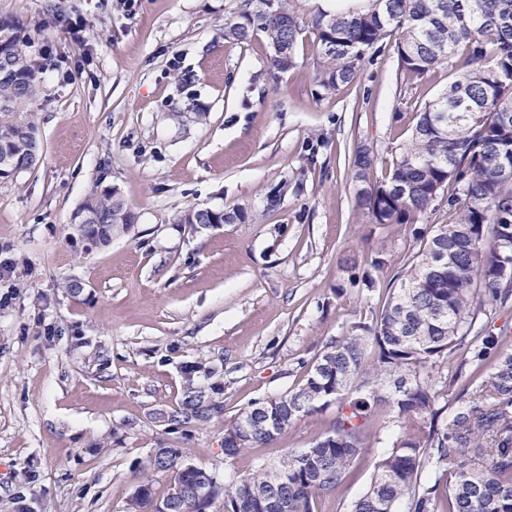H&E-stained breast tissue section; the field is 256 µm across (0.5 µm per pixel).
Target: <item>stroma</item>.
Masks as SVG:
<instances>
[{"label": "stroma", "mask_w": 512, "mask_h": 512, "mask_svg": "<svg viewBox=\"0 0 512 512\" xmlns=\"http://www.w3.org/2000/svg\"><path fill=\"white\" fill-rule=\"evenodd\" d=\"M237 0H0L19 21L39 90L28 103L39 163L0 179V251L17 260L0 305V512H124L154 448L229 478L307 448L335 408L303 417L269 445L229 459L224 424L251 402L296 388L326 340L382 306L409 263L413 225L368 223L355 206L351 155L377 158L371 180L457 68L398 70L395 42L356 82L320 94L312 36L272 73L263 36L232 44ZM86 32H69L75 21ZM290 188L277 208L266 197ZM118 191L137 216L109 246L81 253L72 216ZM190 208L237 210L230 224L179 223ZM384 249L374 293L357 264ZM84 288L71 295L67 280ZM224 380V418L166 432L182 368ZM378 431L318 512H348L387 448Z\"/></svg>", "instance_id": "1"}]
</instances>
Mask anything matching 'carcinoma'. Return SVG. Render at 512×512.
I'll use <instances>...</instances> for the list:
<instances>
[{"label":"carcinoma","mask_w":512,"mask_h":512,"mask_svg":"<svg viewBox=\"0 0 512 512\" xmlns=\"http://www.w3.org/2000/svg\"><path fill=\"white\" fill-rule=\"evenodd\" d=\"M313 34L323 69L318 82L332 94L356 82L371 53L395 38L401 73L422 78L446 65L461 70L417 114L409 142L388 175L357 190V209L372 224H415L448 203V223L417 229L409 268L381 308L327 342L296 388L252 403L224 426V455L266 445L301 418L336 405V417L308 448L229 482L187 462L181 449L160 447L150 468L194 489L178 512H318L316 498L338 490L367 448L377 408L390 409L396 428L371 481L350 512H512V347L508 334L477 323L478 314L512 307V0H354L336 12L307 0H240L224 22V40L262 35L269 69L295 65L304 34ZM29 36L0 21V156L34 166L41 144L27 102L39 72ZM376 163L356 147L357 182ZM96 224L71 233L90 251L106 247L136 216L115 191L88 199ZM126 211L123 222L112 213ZM237 213L190 209L180 224H229ZM388 265L380 249L360 280ZM199 363L183 368L176 407L157 420L174 432L224 417V382L196 383ZM391 383L389 395L382 394ZM462 385L455 405L447 391ZM150 481L133 492L126 512H153Z\"/></svg>","instance_id":"1"}]
</instances>
